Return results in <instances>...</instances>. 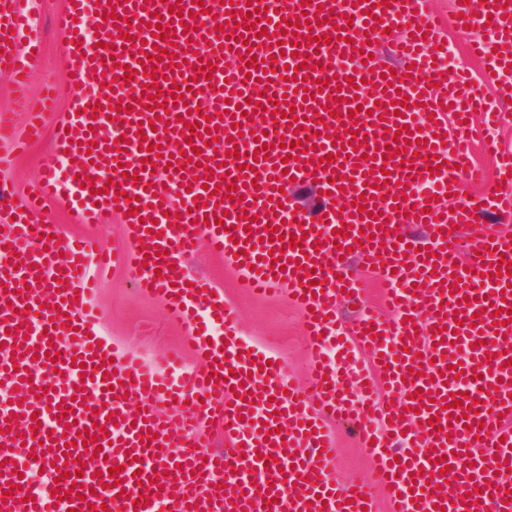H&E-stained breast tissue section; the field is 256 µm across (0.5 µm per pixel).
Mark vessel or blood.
<instances>
[{
	"mask_svg": "<svg viewBox=\"0 0 512 512\" xmlns=\"http://www.w3.org/2000/svg\"><path fill=\"white\" fill-rule=\"evenodd\" d=\"M25 2L0 0L15 94L0 142L23 149L49 125L53 143L32 199L12 205L0 185V512H376V482L390 512H512V234L485 227L458 255L473 214L512 216V152L468 193L485 103L449 73L426 0H67L59 120L30 91L41 41ZM453 21L512 44V0H456ZM396 27L391 68L377 54ZM301 183L320 190L314 214L287 202ZM48 201L127 225L128 279L164 300L204 367L175 351L161 371L102 336L85 297L103 249L63 239ZM202 240L253 293L292 297L318 347L307 388L188 274ZM353 256L381 270L395 315L362 309L341 335ZM337 419L357 424L376 482L338 478ZM32 459L48 492L20 475Z\"/></svg>",
	"mask_w": 512,
	"mask_h": 512,
	"instance_id": "obj_1",
	"label": "vessel or blood"
}]
</instances>
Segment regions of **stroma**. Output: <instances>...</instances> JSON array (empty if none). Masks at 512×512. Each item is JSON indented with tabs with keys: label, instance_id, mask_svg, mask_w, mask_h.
<instances>
[{
	"label": "stroma",
	"instance_id": "1",
	"mask_svg": "<svg viewBox=\"0 0 512 512\" xmlns=\"http://www.w3.org/2000/svg\"><path fill=\"white\" fill-rule=\"evenodd\" d=\"M64 2L29 0L32 21L42 41V53L33 64L34 87L46 83L60 85L68 80L55 28V16L63 9ZM453 6L454 0H429L432 12L447 20L437 38L452 51L455 67L465 70L477 92L493 102L489 114L478 116V123L488 128L491 137L512 146V102L495 103L498 78L486 74L482 64L466 53L470 40H483L492 48L496 45L495 37L492 32L478 26L461 29L451 24ZM51 141V131H44L40 139L30 143L26 152L15 157L10 168L0 170V183L12 189L16 200L25 199L35 190L41 175L39 159ZM45 212L53 223L61 225L64 237L74 238L87 233L99 235L113 258L108 266L92 271L97 292L91 302L102 314L103 336L158 365L170 352L178 351L188 366L202 367L203 361L189 349L183 329L167 321L162 301L139 294L126 280L119 259L132 249L133 242L124 224L110 217L101 224H77L67 207L58 202L48 203ZM190 270L194 275L210 279L216 288L222 290L225 302L238 314V330L242 336L257 346L273 342V353L286 363L288 378L294 385L303 386L307 362L315 346L305 338L300 314L288 295H252L244 278L231 265L203 251L193 259ZM329 430L338 448L336 466L339 475L345 479L364 477L370 469V462L357 442L355 429L333 423Z\"/></svg>",
	"mask_w": 512,
	"mask_h": 512
}]
</instances>
